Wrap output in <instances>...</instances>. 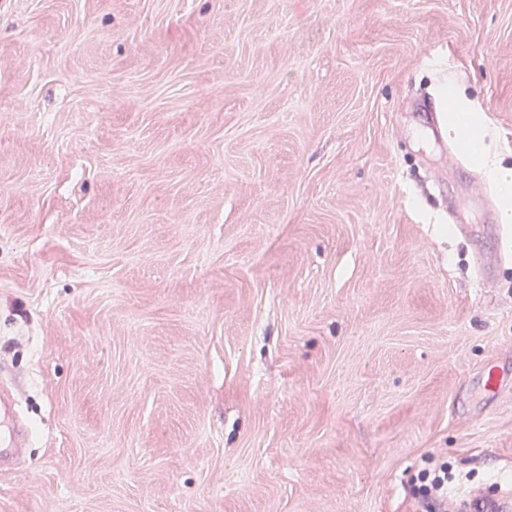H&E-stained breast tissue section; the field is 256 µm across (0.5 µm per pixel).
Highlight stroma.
<instances>
[{
  "label": "stroma",
  "mask_w": 512,
  "mask_h": 512,
  "mask_svg": "<svg viewBox=\"0 0 512 512\" xmlns=\"http://www.w3.org/2000/svg\"><path fill=\"white\" fill-rule=\"evenodd\" d=\"M449 91L512 168V0H0V512H427V454L452 502L511 481L512 226L415 109ZM409 494L419 500L429 502L448 498V464L432 456L425 459V466L412 478Z\"/></svg>",
  "instance_id": "obj_1"
}]
</instances>
